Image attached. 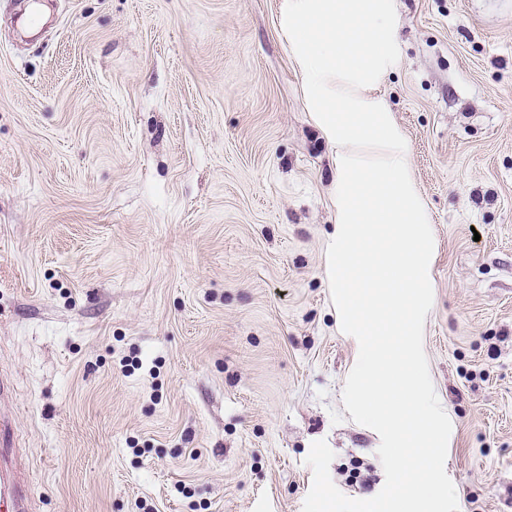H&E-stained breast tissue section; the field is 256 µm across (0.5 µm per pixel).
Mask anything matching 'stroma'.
Returning a JSON list of instances; mask_svg holds the SVG:
<instances>
[{"label": "stroma", "instance_id": "obj_1", "mask_svg": "<svg viewBox=\"0 0 512 512\" xmlns=\"http://www.w3.org/2000/svg\"><path fill=\"white\" fill-rule=\"evenodd\" d=\"M391 112L437 237L423 347L459 512H512V0H394ZM286 0H0V375L33 512H302L342 400L335 146Z\"/></svg>", "mask_w": 512, "mask_h": 512}]
</instances>
